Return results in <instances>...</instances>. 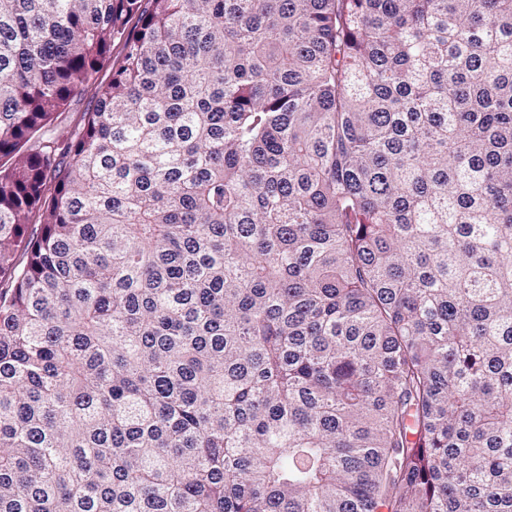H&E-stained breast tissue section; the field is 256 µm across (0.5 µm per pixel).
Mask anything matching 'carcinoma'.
I'll use <instances>...</instances> for the list:
<instances>
[{
  "instance_id": "cac0c4a2",
  "label": "carcinoma",
  "mask_w": 512,
  "mask_h": 512,
  "mask_svg": "<svg viewBox=\"0 0 512 512\" xmlns=\"http://www.w3.org/2000/svg\"><path fill=\"white\" fill-rule=\"evenodd\" d=\"M2 156L0 512H512V0H0ZM111 77V66L100 69L96 75L95 83L85 87L81 94L73 99L69 109L63 112L55 121L54 127L58 134L67 136L74 129L82 126L84 112H90L95 105L96 86L109 82Z\"/></svg>"
}]
</instances>
